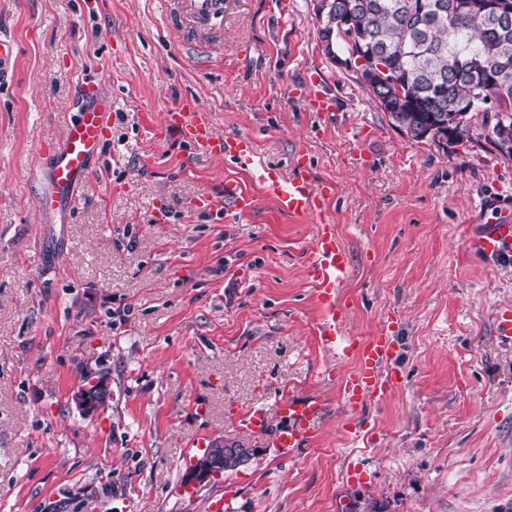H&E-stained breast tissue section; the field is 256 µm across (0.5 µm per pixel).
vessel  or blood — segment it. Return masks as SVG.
<instances>
[{
  "mask_svg": "<svg viewBox=\"0 0 512 512\" xmlns=\"http://www.w3.org/2000/svg\"><path fill=\"white\" fill-rule=\"evenodd\" d=\"M227 7V0H165V15L172 25L192 32L194 42L209 43L223 34ZM111 116V98L101 93L96 77H85L78 89L72 120L63 136L52 143L47 152L49 163L44 175L49 189L38 199L42 210L56 209L71 198L76 187L89 175L92 161L103 147ZM154 136L160 140L176 137L189 147L194 158H226L242 169L253 171L283 215L318 217L315 257L307 267V274L322 311L317 325L322 344L335 350L340 361L355 363L353 370L341 380L342 400L345 404L357 405L390 392L397 380V349L389 325H381L375 335L368 338L343 332L346 313L337 299V290L349 277L352 263L339 241L335 225L325 217L336 192L335 184L314 181L311 167L301 155L294 158L287 176L256 167L251 137L217 135L209 111L193 97H169L163 121ZM197 205L210 212L228 209L242 216L252 212L254 199L248 192L229 186L223 194L199 199ZM484 206L497 213V221L478 225L468 239L469 249L491 257L512 258V198L501 195L485 201ZM277 409L285 421L281 429L270 428L261 408L249 411L243 422L268 443L289 453L309 441L327 405L317 397L286 396L278 399Z\"/></svg>",
  "mask_w": 512,
  "mask_h": 512,
  "instance_id": "vessel-or-blood-1",
  "label": "vessel or blood"
}]
</instances>
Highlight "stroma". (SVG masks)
<instances>
[{"mask_svg": "<svg viewBox=\"0 0 512 512\" xmlns=\"http://www.w3.org/2000/svg\"><path fill=\"white\" fill-rule=\"evenodd\" d=\"M320 25L317 0H234L202 66L158 0H0L19 46L0 78V512H512V260L466 245L495 218L485 200L512 195V159L483 134L411 139ZM94 72L109 137L75 205L42 212V149ZM313 90L334 111H307ZM178 94L263 163L290 172L303 148L335 182L344 331L393 318L390 395L340 398L352 365L317 336L306 275L315 219L280 214L234 162L153 138ZM228 181L251 214L196 207ZM102 368L112 394L82 416L72 397ZM283 395L329 404L288 455L235 417L260 405L280 427ZM201 437L255 454L182 486Z\"/></svg>", "mask_w": 512, "mask_h": 512, "instance_id": "obj_1", "label": "stroma"}]
</instances>
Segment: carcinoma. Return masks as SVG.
I'll list each match as a JSON object with an SVG mask.
<instances>
[{
	"mask_svg": "<svg viewBox=\"0 0 512 512\" xmlns=\"http://www.w3.org/2000/svg\"><path fill=\"white\" fill-rule=\"evenodd\" d=\"M459 0H331L318 30L325 53L334 47L359 52L351 30L369 35L373 48L387 53L400 74L398 86L379 90L391 103L406 108L391 114L393 125L421 140L420 125L448 116L468 101L479 108L491 98L496 112L512 115V29L506 31L488 19L464 13ZM350 13L353 27L339 29L337 18ZM491 126L490 142L512 158V121L484 115Z\"/></svg>",
	"mask_w": 512,
	"mask_h": 512,
	"instance_id": "carcinoma-1",
	"label": "carcinoma"
}]
</instances>
